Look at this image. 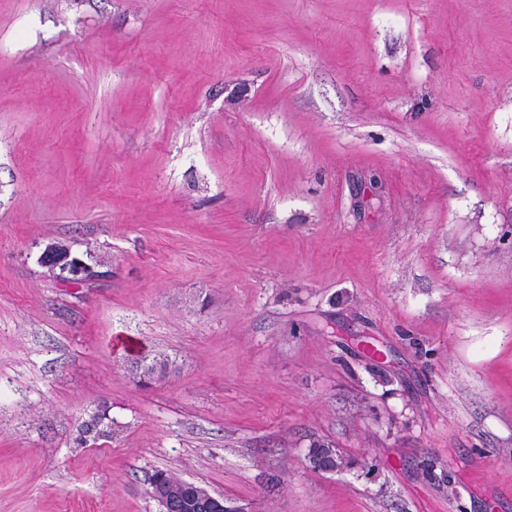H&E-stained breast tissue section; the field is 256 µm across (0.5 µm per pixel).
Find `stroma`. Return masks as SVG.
<instances>
[{"label":"stroma","mask_w":512,"mask_h":512,"mask_svg":"<svg viewBox=\"0 0 512 512\" xmlns=\"http://www.w3.org/2000/svg\"><path fill=\"white\" fill-rule=\"evenodd\" d=\"M157 469L512 512V0H0V512ZM41 260L52 269H57L59 278L63 280H82L88 272L86 264L61 245L48 247L43 252ZM329 446H326L325 443H321L318 441H313L308 448L307 459L311 468L317 472H324V470L329 469L331 471H337L341 469L345 463L343 457L336 453V449H334V454L331 456ZM319 461L321 465L319 468L317 466H312V461ZM337 469V470H336Z\"/></svg>","instance_id":"stroma-1"}]
</instances>
